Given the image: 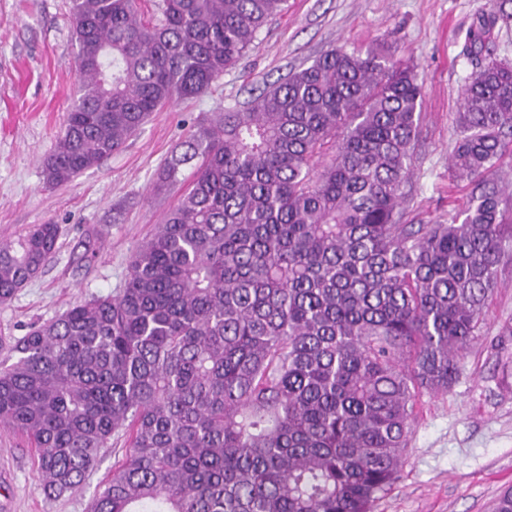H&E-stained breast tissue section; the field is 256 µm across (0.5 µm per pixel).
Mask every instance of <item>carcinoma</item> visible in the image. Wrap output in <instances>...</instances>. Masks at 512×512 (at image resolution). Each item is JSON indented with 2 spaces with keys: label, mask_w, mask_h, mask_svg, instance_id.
Masks as SVG:
<instances>
[{
  "label": "carcinoma",
  "mask_w": 512,
  "mask_h": 512,
  "mask_svg": "<svg viewBox=\"0 0 512 512\" xmlns=\"http://www.w3.org/2000/svg\"><path fill=\"white\" fill-rule=\"evenodd\" d=\"M287 0H70L80 84L42 163L54 188L166 105L206 92ZM461 55L448 222L405 224L422 112L414 68L325 50L242 109L204 115L155 189L191 186L135 249L124 287L32 327L0 367V421L40 489L80 488L122 434L91 512H373L399 479L422 392L446 393L512 262V63ZM60 228L0 244V302Z\"/></svg>",
  "instance_id": "cac0c4a2"
}]
</instances>
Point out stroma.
<instances>
[{
  "instance_id": "obj_1",
  "label": "stroma",
  "mask_w": 512,
  "mask_h": 512,
  "mask_svg": "<svg viewBox=\"0 0 512 512\" xmlns=\"http://www.w3.org/2000/svg\"><path fill=\"white\" fill-rule=\"evenodd\" d=\"M500 0H288L237 67L207 92L152 113L99 166L49 188L42 161L60 135L80 82L70 0H0V243L31 225L60 227L59 249L43 270L0 302V361L30 325L123 287L137 245L184 191L157 195L159 168L200 114L243 107L265 85L307 67L330 45L370 49L413 65L423 111L405 222L448 219L462 197L448 171L461 90L475 72L462 56L476 16ZM512 265L488 299L478 338L448 393L423 395L406 463L374 512H492L512 488ZM101 452L81 488L49 500L26 437L0 426V512H87L98 483L123 455Z\"/></svg>"
}]
</instances>
